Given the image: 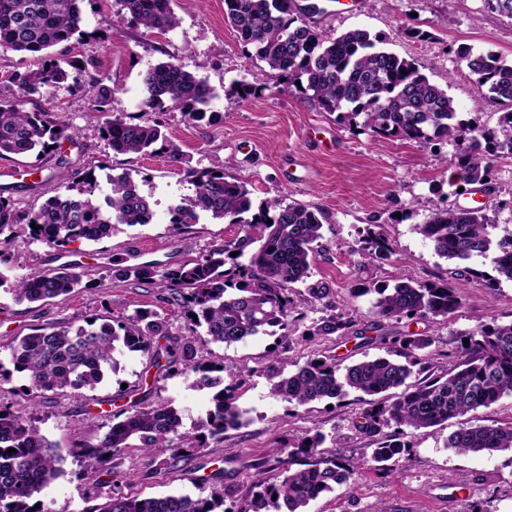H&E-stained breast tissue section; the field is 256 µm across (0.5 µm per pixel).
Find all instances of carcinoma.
<instances>
[{
	"instance_id": "obj_1",
	"label": "carcinoma",
	"mask_w": 512,
	"mask_h": 512,
	"mask_svg": "<svg viewBox=\"0 0 512 512\" xmlns=\"http://www.w3.org/2000/svg\"><path fill=\"white\" fill-rule=\"evenodd\" d=\"M83 0H0V51L20 55L41 54L38 65L16 74L19 90L13 100L0 99V155L26 156L75 138V132L55 113L28 111L26 96L56 86L69 73L48 50L82 35ZM173 0H120L129 21L160 34L175 29L180 19ZM224 15L243 47L253 49L271 77L280 83H300L301 92L342 123L362 126L376 138L398 136L418 143L453 141L460 180L489 188L493 160L512 155V64L492 50H457V67H466L487 88L490 100L510 110L497 127L465 124L458 119L454 100L432 83L415 63L382 47L384 40L365 29L340 34L323 32L304 19L294 0H224ZM97 112L107 111L115 90L96 85L77 86ZM214 93L194 73L170 63H160L142 77L141 107L162 113L179 109L190 123L208 117ZM161 120L132 123L117 115L104 123L102 132L116 154L160 153L182 172L194 194L169 209L170 224L179 231L206 215L236 224L240 233L211 246L181 265L164 269L157 261L124 266L113 261L112 276L129 278L159 289L168 306L183 309L188 334L176 339L167 318L154 310L138 309L132 315L98 322L87 316L49 328H38L9 345L10 365L0 362V382L14 374L23 376L29 407L46 394L94 390L119 366L118 357L142 353L163 376L184 375L193 388L219 387L214 409L199 421L192 435L181 432L182 417L169 404L135 403L113 416V422L96 444L73 449V457L91 480L88 501L104 498L83 512H229L224 508L230 491L212 490L206 499L184 494L131 498L103 493L116 487L124 475L109 467L112 456L137 438L140 449L165 465L174 440L190 447L208 437H221L229 428L247 423L234 387L224 386L219 363L199 355L210 343L227 346L252 336H267L269 328L293 332L288 317L298 308L318 301L324 315L310 328L311 335H348L351 319L335 309L333 292L325 284L307 283L311 265L322 251L323 215L300 203L279 198L254 205L246 185L221 170L185 164L180 149L162 131ZM111 191L99 197L94 172L78 181L56 187L36 210L18 212L0 199V245L13 240V228L24 224L31 235L57 247L112 237L118 226L146 225L154 212L147 196L127 172L109 177ZM435 253L447 260L468 261L492 256L490 276L469 266L456 268L460 276L478 277L492 288L499 278L512 281V230L503 229L488 211L459 206L439 207L426 221L415 225ZM236 256H231V253ZM358 252L369 260H384L391 249L382 234L367 228ZM83 274L64 269L53 275L33 271L14 280L10 291L18 301L46 302L82 286ZM304 286V292L296 286ZM364 294H375L374 308L383 319L437 322L461 307L455 288L446 279L418 282L403 275L393 285L362 283ZM469 346L448 352L453 364L415 383L408 382L420 364L417 351L432 345L429 337L404 336L393 342L387 355L365 358L340 367L330 357L288 361L279 348L270 351L275 364L268 369L272 394L290 405L342 402L352 392L367 396V407L357 423L361 434L376 444V463L403 454L409 444L407 430H419L457 420L448 447L464 455H492L512 451V424H473L462 417L488 408L512 395V321L479 324L465 334ZM292 366L294 370L286 371ZM325 435L316 432L301 441L289 455L306 458L300 467L284 470L272 482L266 474L281 460L259 464L255 491L237 512H306L309 503L335 486L347 483L354 466L341 457L322 456ZM14 452L9 453L7 449ZM62 457L40 433L31 414L0 401V512H50L42 506V492L63 475Z\"/></svg>"
}]
</instances>
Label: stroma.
Returning a JSON list of instances; mask_svg holds the SVG:
<instances>
[{
	"mask_svg": "<svg viewBox=\"0 0 512 512\" xmlns=\"http://www.w3.org/2000/svg\"><path fill=\"white\" fill-rule=\"evenodd\" d=\"M179 26L161 35L123 21L119 0H84L83 41L52 48L59 59L90 58L85 69L71 71L67 82L29 96L27 109L42 108L62 114L76 131V144H66L61 154L0 156V170L13 177L0 180V196L16 208L39 207L49 195L47 176L66 159L72 177L94 170L102 191H109V175L131 173L152 203L154 218L144 226H119L111 238L98 243L85 240L66 245V252L86 258L88 287L47 303L15 301L0 287V359H7L15 338L81 316L103 319L132 314L137 309L161 307L152 286L127 280L115 282L108 270L115 259H125L140 248L154 250L158 261L175 267L188 251L197 252L237 234L235 225L209 217L182 230L169 223V209L193 194L192 186L166 158L151 154H116L101 133L108 115L137 121L151 120L141 111V77L161 62H173L207 81L215 90L208 109L211 121L187 122L180 110L164 112L166 133L177 144L188 165L215 168L242 181L254 202L283 198L320 210L324 215V250L311 269L335 293L338 311L351 316L356 329L365 330L370 342L336 334L309 336L305 330L322 315L321 304L307 309L302 333L293 334L288 359L304 361L314 355L336 358L349 365L385 354L396 337L417 334L432 337L422 350L430 370L449 365V350L461 333L497 319L512 321V282L496 288L479 280H454L461 308L447 320H379L373 295H353L361 282L385 285L399 274L426 282L449 277L454 262L435 254L417 233L438 207L470 206L464 193L453 192L448 182L457 165L454 143L438 146L397 137L375 138L363 129L340 123L317 102L299 91L274 84L265 65L246 53L224 20V0H174ZM317 26L340 33L353 28L368 30L395 54L413 60L429 80L447 90L462 120L496 127L502 106L482 95L476 75L458 68V48L480 52L490 49L512 62V19L491 12L484 0H361L358 11L316 16ZM423 39H416V32ZM246 81L260 90L246 99L233 94L231 84ZM99 83L113 89L108 113L93 111L76 85ZM498 224L512 228V210L500 201L512 200V155L502 156L494 171L489 193L480 197ZM378 221L392 253L387 260L362 262L356 251L360 233ZM58 247L31 239L20 227L11 246L1 251L14 276L48 272ZM280 336H257L230 346L211 344L202 354L223 361L224 381L237 384V403L250 422L227 430L223 439L204 446L182 448L181 459L160 466L135 449L117 453L112 464L125 480L121 490L131 497L162 496L173 492L192 498L209 497L208 478L223 469L224 484L244 505L253 492L258 464L273 449L295 446L305 437L322 432L324 454L342 453L356 468L349 483L335 487L311 501L307 512H512V451L493 455H459L446 441L455 422L412 432L407 452L388 462L372 460L374 444L359 433L356 422L364 409L357 395L335 406L319 402L294 407L271 395L264 374L267 352L280 345ZM251 374H240L241 365ZM149 378L147 404L169 402L180 411L184 430H192L211 407L212 392L189 388L182 376H157L149 359L130 354L120 360L111 378L95 390L69 391L53 396L39 407L41 433L63 458L64 473L44 492L51 512H83L86 481L70 454L81 443H97L104 433L101 411H119L129 403L123 389H136Z\"/></svg>",
	"mask_w": 512,
	"mask_h": 512,
	"instance_id": "1",
	"label": "stroma"
}]
</instances>
